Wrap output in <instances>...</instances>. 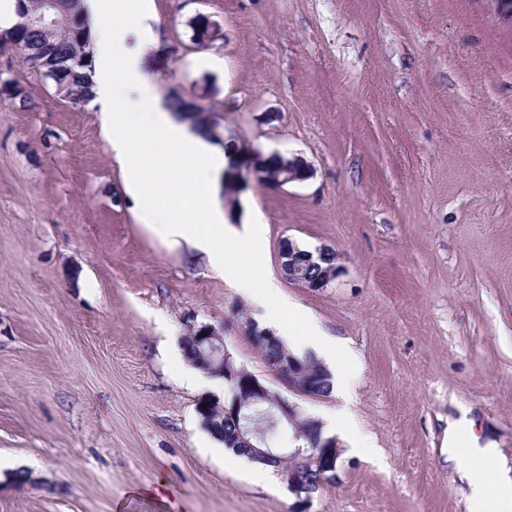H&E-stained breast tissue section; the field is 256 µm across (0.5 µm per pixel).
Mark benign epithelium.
Returning <instances> with one entry per match:
<instances>
[{"instance_id":"benign-epithelium-1","label":"benign epithelium","mask_w":512,"mask_h":512,"mask_svg":"<svg viewBox=\"0 0 512 512\" xmlns=\"http://www.w3.org/2000/svg\"><path fill=\"white\" fill-rule=\"evenodd\" d=\"M24 25L39 26L49 30L62 41L70 39L72 19L62 16H46L44 14H28L24 17ZM268 156L258 149L245 155H239L230 162L231 173L238 176V187H243L249 176L262 175ZM333 249L320 246L313 250L300 251L296 243L290 239L282 242L279 250L280 269L284 277L291 283L309 290H319L333 281L339 270L337 262H332L324 270V277L319 283L309 281L303 270L318 266L327 260ZM188 337L198 343V359L196 365L201 371L212 377H222L227 381L230 391L224 393V417L237 422V430L232 436L231 446L247 455L248 459L273 466L276 474L294 494L300 503L311 500L313 494L326 485L336 483L337 462L340 457V443L334 438L312 442L306 447L290 446L285 441L272 447L259 430L251 427L248 412L249 403L266 397L269 381L254 374L241 376L232 367V359L224 347V336L214 329L203 326L191 330ZM300 361L292 356L276 365L266 366L268 375L288 393L310 400L323 398L325 380L331 377L324 370L318 375L303 382L298 377ZM278 421L287 422L300 428L301 419H310L297 403L290 399L280 402Z\"/></svg>"}]
</instances>
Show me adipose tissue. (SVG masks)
<instances>
[{
    "instance_id": "1",
    "label": "adipose tissue",
    "mask_w": 512,
    "mask_h": 512,
    "mask_svg": "<svg viewBox=\"0 0 512 512\" xmlns=\"http://www.w3.org/2000/svg\"><path fill=\"white\" fill-rule=\"evenodd\" d=\"M151 2L84 0L83 14L95 46L93 101L103 109L102 129L114 156L126 165L127 192L160 238L181 239L205 252L214 271L261 309L259 328L273 329L294 353L314 349L331 367L333 391L348 393L353 372L348 349L281 297L277 283L263 269L260 229L253 224L238 230L226 226L215 205L234 145L213 147L202 133L178 122L156 93L152 71L159 60L153 55ZM149 145L159 147L161 157L148 155ZM185 197L195 198V211L182 207ZM231 235L248 240L249 262L225 248ZM448 455L458 460L469 483L468 512H512V477L490 480L497 450L479 447L467 418L449 422Z\"/></svg>"
}]
</instances>
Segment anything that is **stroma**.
Segmentation results:
<instances>
[{"label": "stroma", "mask_w": 512, "mask_h": 512, "mask_svg": "<svg viewBox=\"0 0 512 512\" xmlns=\"http://www.w3.org/2000/svg\"><path fill=\"white\" fill-rule=\"evenodd\" d=\"M154 10L161 96L200 97L221 140L309 163L281 188L249 181L224 216L262 225L267 275L357 357L350 398L304 409H347L375 451L343 447L336 485L305 504L227 468L171 349L222 328L265 375L239 324L255 307L142 222L99 106L70 105L11 52L0 82L34 104L0 101V512H468L449 421L467 415L512 469V23L493 0ZM199 15L223 34L204 49ZM286 238L334 249L338 276L289 283Z\"/></svg>", "instance_id": "obj_1"}]
</instances>
